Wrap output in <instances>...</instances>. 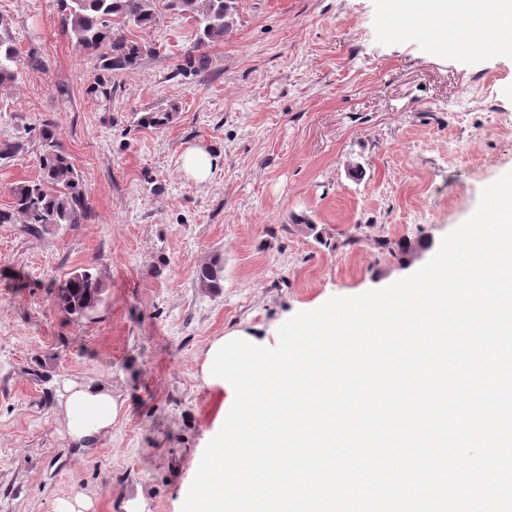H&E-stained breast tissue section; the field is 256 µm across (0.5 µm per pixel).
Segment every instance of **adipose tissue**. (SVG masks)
Returning <instances> with one entry per match:
<instances>
[{"instance_id":"adipose-tissue-1","label":"adipose tissue","mask_w":512,"mask_h":512,"mask_svg":"<svg viewBox=\"0 0 512 512\" xmlns=\"http://www.w3.org/2000/svg\"><path fill=\"white\" fill-rule=\"evenodd\" d=\"M494 14L497 27L488 29L486 14ZM512 31V0H469L467 36L489 38L492 45L512 52V40L501 39ZM58 414L65 435L79 450L97 447L112 433V424L124 408L122 397L112 392L110 384L96 380H62L58 385Z\"/></svg>"}]
</instances>
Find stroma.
I'll use <instances>...</instances> for the list:
<instances>
[{"label": "stroma", "mask_w": 512, "mask_h": 512, "mask_svg": "<svg viewBox=\"0 0 512 512\" xmlns=\"http://www.w3.org/2000/svg\"><path fill=\"white\" fill-rule=\"evenodd\" d=\"M167 2L126 29L152 54L112 73L62 31L58 0H0V32L47 64L0 87V139L24 145L0 161V209L38 177L49 121L92 214L39 235L0 224V512L74 491L94 512H181L225 400L201 373L211 342L415 272L512 170L510 53L396 34L397 0H235L207 69L183 77L196 27ZM152 112L171 119L140 125ZM193 145L213 154L208 182L181 171ZM216 257L209 293L197 271ZM76 269L104 281L82 317L54 304ZM68 377L127 399L90 452L57 414ZM199 288L213 291L222 288L224 281V264L220 258L210 260L201 266L197 273Z\"/></svg>", "instance_id": "stroma-1"}]
</instances>
